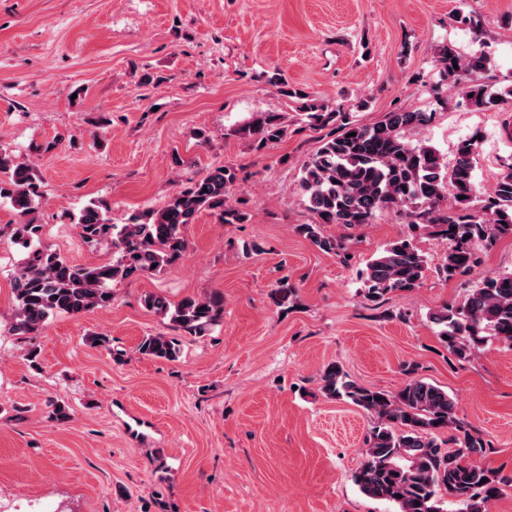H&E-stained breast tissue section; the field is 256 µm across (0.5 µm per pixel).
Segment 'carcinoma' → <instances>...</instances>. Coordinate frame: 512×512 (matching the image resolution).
<instances>
[{
	"label": "carcinoma",
	"mask_w": 512,
	"mask_h": 512,
	"mask_svg": "<svg viewBox=\"0 0 512 512\" xmlns=\"http://www.w3.org/2000/svg\"><path fill=\"white\" fill-rule=\"evenodd\" d=\"M435 62L444 81L468 77L463 94L475 109L505 101L503 94L479 83L487 62L484 53L464 58L446 46ZM267 82L284 97L306 98L278 72ZM300 116L309 126L329 127L335 133L323 139L302 170L299 190L312 221L296 226L299 235L318 250L337 254L345 248L325 233V225L362 227L383 210L409 218L412 234L391 241L366 265L368 301L380 303L391 293H410L420 286L427 260L415 243L417 232L446 244L439 272L448 280L471 270L479 251L512 237L511 165L498 174L487 203L474 205L476 139L461 140L450 165L436 148L406 140V132L431 120L426 112L399 108L386 113L384 120L365 125L339 108L306 102ZM235 133L252 138L261 150L287 135V117L282 112H255ZM236 180L235 168L217 167L181 185L161 208L134 214L124 224L112 223L108 202L89 201L70 220L85 243L110 246L112 261L81 266L44 246L42 225L27 219L41 198L36 175L0 151V199L9 200L15 210L12 241L23 251L12 278V334L35 335L57 315L111 307L113 283L159 274L184 259L187 225L202 212L219 224L244 223L246 212L228 203ZM449 194L453 207L448 212L441 202ZM294 296L295 288L286 279L270 293L273 304L284 308ZM144 305L168 319L170 326L199 336L224 316V294L219 291L177 303L148 294ZM430 321L448 353L459 361L469 360L493 341L512 347V271L486 277L461 301L432 313ZM138 353L175 361L180 347L174 338L157 334L143 337ZM406 372L412 378L389 392L358 385L334 362L321 371L320 392L325 398L350 402L375 417L355 484L365 496L394 506L395 512H446L442 504L447 499L457 505L456 512H487V503L512 479L481 463L491 453V444L457 418L448 391L415 377L414 364L407 365ZM445 430L457 449L446 450L438 442L437 433Z\"/></svg>",
	"instance_id": "cac0c4a2"
}]
</instances>
